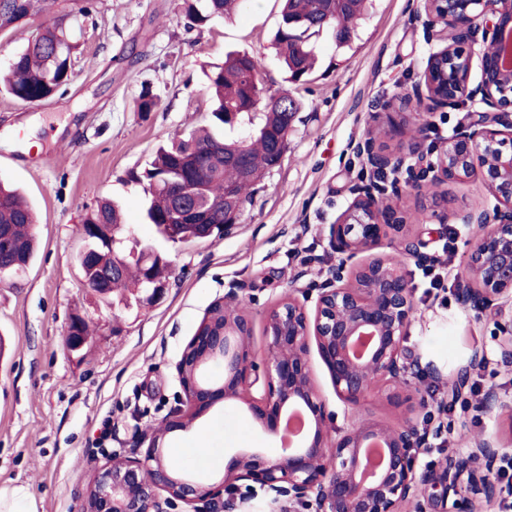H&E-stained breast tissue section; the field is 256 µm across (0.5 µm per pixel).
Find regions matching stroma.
<instances>
[{
	"instance_id": "obj_1",
	"label": "stroma",
	"mask_w": 512,
	"mask_h": 512,
	"mask_svg": "<svg viewBox=\"0 0 512 512\" xmlns=\"http://www.w3.org/2000/svg\"><path fill=\"white\" fill-rule=\"evenodd\" d=\"M83 0H61L77 49L64 91L29 103L0 89V181L19 188L37 216L35 259L0 282V487L27 486L35 512H83L87 486L109 454L144 459L151 436L181 404L176 363L205 310L236 290L252 321L250 345L263 353L267 311L293 295L315 300L328 287L329 271L341 259L329 228L352 201L355 187L381 182L356 146L373 141L375 151L412 164L414 153L436 158L448 136L481 111L459 98L432 107L414 91L430 55L445 45L427 33L422 0H374L359 20L351 46L337 48L333 29L314 39L318 63L305 81H286L273 45L281 0H245L228 18L191 28L184 0H95L89 15ZM238 51L258 59L265 96L289 93L302 109L288 132L280 167L251 190V200L222 239L191 245L162 239L146 223V196L130 172L143 171L159 146L206 125L211 100L203 67ZM157 105L137 109L142 88ZM423 136H415L419 120ZM396 122L394 139L377 137L378 126ZM107 197L124 210L127 248L152 246L171 271L160 298L128 291L102 301L85 287L77 263L84 247L78 226L97 200ZM396 202L409 237L436 257L449 253V279L464 272L474 240L458 224L464 208H490L479 181L435 185L424 179L400 183ZM416 310L405 346L419 355L398 390L401 405L387 400L379 383L359 405L334 392L318 354H311L314 384L333 415L332 427H349L368 416L393 424L411 418L416 428L435 399L448 396V381L471 355L484 354L481 390L495 389L502 407L481 409L480 397L455 410L446 436L451 445L419 455L417 467L442 464L486 436L512 444V366L499 355L500 317L476 310L458 296L440 302L425 295L422 274L407 262ZM81 314L90 335L71 351L67 331ZM170 455L202 477L222 475L240 448L276 453L278 438L264 433L248 412L217 404L185 432L166 438Z\"/></svg>"
}]
</instances>
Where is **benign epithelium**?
<instances>
[{"label": "benign epithelium", "instance_id": "7a95c632", "mask_svg": "<svg viewBox=\"0 0 512 512\" xmlns=\"http://www.w3.org/2000/svg\"><path fill=\"white\" fill-rule=\"evenodd\" d=\"M424 8L430 26L448 44L428 59L416 95L426 96L434 107L462 96L487 106L448 138L424 173L439 182L476 177L496 201L489 211L461 210L455 218L482 228L468 255L463 299L504 316L512 307V66L505 62L504 44L506 30H512V0H424ZM479 31L484 50L480 78L472 86L473 38ZM357 150L376 169L399 170L398 162L376 153L369 142ZM204 191L200 180L175 185L171 218H180ZM239 209L236 186L224 185V222H233ZM403 223L392 206L376 201L373 187L355 189L330 225V242L343 255L336 268L340 285L323 289L312 313L291 295L273 306L265 318L267 349L260 364L249 346L247 315L227 316L222 325L214 320L213 310L237 304V293L230 291L213 303L176 363L184 407L151 437L145 460L115 454L96 471L86 512H170L199 503L209 508L242 481L259 484L275 503L286 497L313 512H398L400 502L415 498L424 500L418 512H475L479 499L493 498L495 465L509 449L492 438H478L467 454L420 472L421 435L410 420L392 426L359 419L335 436L327 425L326 402L309 365L311 347L326 366L336 396L347 405H358L376 383L396 382L404 372L403 342L414 298L403 264L377 252L385 227ZM398 248L417 265L426 261L411 238L401 240ZM500 356L512 364V319L503 329ZM214 362L222 365L223 375L210 373ZM481 363L474 353L468 368L448 386V396L463 394L468 370ZM219 401L244 407L270 435L281 433L294 411L304 414L307 427L295 444L282 446L276 455L240 449L215 483L200 482L190 473L175 475L164 459L166 435L188 430ZM373 446L382 449L383 461L367 474L363 455Z\"/></svg>", "mask_w": 512, "mask_h": 512}]
</instances>
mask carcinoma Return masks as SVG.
Here are the masks:
<instances>
[{"label": "carcinoma", "mask_w": 512, "mask_h": 512, "mask_svg": "<svg viewBox=\"0 0 512 512\" xmlns=\"http://www.w3.org/2000/svg\"><path fill=\"white\" fill-rule=\"evenodd\" d=\"M371 0H283L281 22L273 45L279 54L287 79L305 80L315 64L313 35L323 29L318 17L330 12L333 25L355 33V24L368 10ZM242 0H203V7L190 3L186 8L189 27L201 28L215 18L231 15ZM59 0H0V32L14 29L35 18L44 24L27 46L14 55L7 71L0 75V84L14 97L28 102L41 101L56 94L70 81L74 46L58 10ZM214 108L211 125L191 130L159 148L150 166L131 178L145 184L146 218L165 239L188 244L205 239L201 224L224 223V184L237 187L241 204L250 201L251 188L270 172L274 142L271 134L289 126L301 110V103L292 98L288 108H281L274 97L263 100L264 78L258 60L247 53L226 54L224 62L206 72ZM252 94V107L263 106V123L249 138H225L216 130L226 125L224 112L243 103L246 92ZM226 157H241L252 173V179H240L236 166L224 163ZM204 170L207 193L199 207L207 215L202 221L190 214L171 228L164 227L173 208L168 184L189 173L190 166ZM34 212L21 195L0 183V233L10 244V251L0 265L27 267L35 253L33 234ZM92 224H103L104 235L89 230ZM121 210L112 200L98 202L82 219L80 232L88 242L78 256L86 285L104 288L106 296L134 284L147 288L142 276L140 257L153 252L143 248L135 254L124 253L112 245L110 231H120ZM118 263L122 272L107 284L101 282L103 269Z\"/></svg>", "instance_id": "obj_1"}]
</instances>
